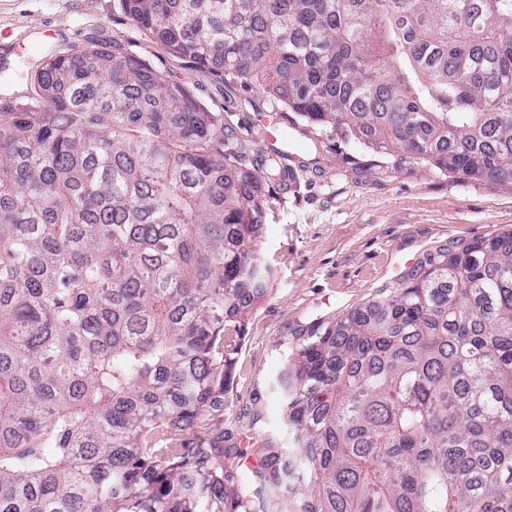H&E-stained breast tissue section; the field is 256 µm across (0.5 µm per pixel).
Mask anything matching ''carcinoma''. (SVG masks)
Segmentation results:
<instances>
[{
  "label": "carcinoma",
  "mask_w": 512,
  "mask_h": 512,
  "mask_svg": "<svg viewBox=\"0 0 512 512\" xmlns=\"http://www.w3.org/2000/svg\"><path fill=\"white\" fill-rule=\"evenodd\" d=\"M200 68L463 178L512 182V0H118ZM0 512H512V231L435 249L285 354V453L186 445L272 274L224 118L117 47L0 109Z\"/></svg>",
  "instance_id": "carcinoma-1"
}]
</instances>
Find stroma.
I'll return each mask as SVG.
<instances>
[{"label": "stroma", "instance_id": "35a3bbf8", "mask_svg": "<svg viewBox=\"0 0 512 512\" xmlns=\"http://www.w3.org/2000/svg\"><path fill=\"white\" fill-rule=\"evenodd\" d=\"M120 46L170 84L190 89L252 151L267 148L256 116L277 112L278 146L297 174L265 184L257 248L273 270L264 294L224 324V403L186 442L244 449L254 429L288 436L273 381L287 350L314 325L361 307L429 251L512 230V184L461 180L425 162L373 150L346 127L309 123L267 88L172 55L115 0H0V99L27 92L46 55Z\"/></svg>", "mask_w": 512, "mask_h": 512}]
</instances>
